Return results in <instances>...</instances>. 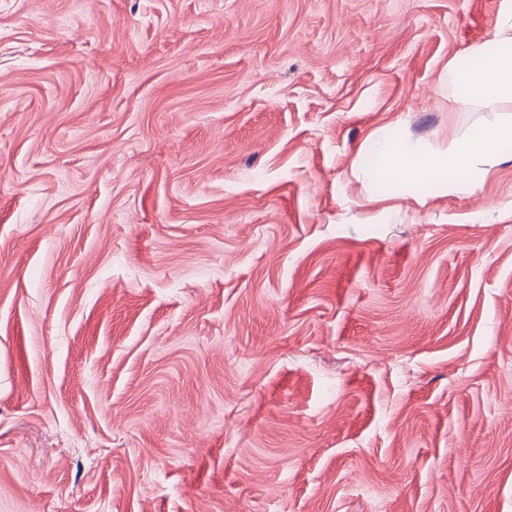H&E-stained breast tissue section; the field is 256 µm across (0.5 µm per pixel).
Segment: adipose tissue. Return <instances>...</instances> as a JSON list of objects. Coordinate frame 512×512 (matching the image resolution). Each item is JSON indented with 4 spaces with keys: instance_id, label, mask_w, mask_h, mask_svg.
<instances>
[{
    "instance_id": "ef3b65f1",
    "label": "adipose tissue",
    "mask_w": 512,
    "mask_h": 512,
    "mask_svg": "<svg viewBox=\"0 0 512 512\" xmlns=\"http://www.w3.org/2000/svg\"><path fill=\"white\" fill-rule=\"evenodd\" d=\"M479 55L477 67L448 65L450 83L465 88L468 99L493 95L512 102V16L499 22ZM512 141V123L485 126L475 137H462L444 153H418L400 139L384 137L372 143L362 169L365 178L398 179L415 184H434L452 194H467L473 186L469 174L500 154Z\"/></svg>"
}]
</instances>
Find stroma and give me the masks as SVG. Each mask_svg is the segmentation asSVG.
Here are the masks:
<instances>
[{
  "instance_id": "obj_1",
  "label": "stroma",
  "mask_w": 512,
  "mask_h": 512,
  "mask_svg": "<svg viewBox=\"0 0 512 512\" xmlns=\"http://www.w3.org/2000/svg\"><path fill=\"white\" fill-rule=\"evenodd\" d=\"M512 0H0V512H512V152L369 181Z\"/></svg>"
}]
</instances>
